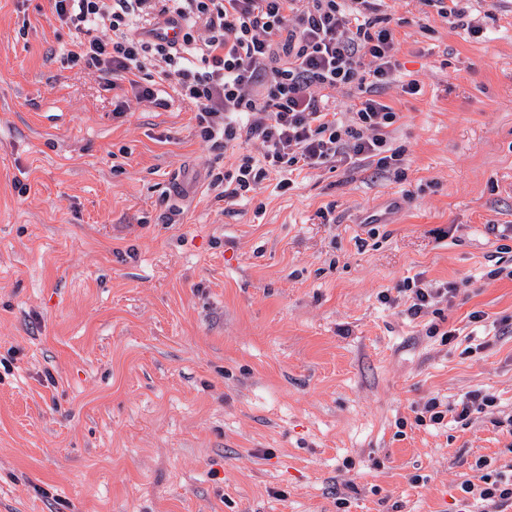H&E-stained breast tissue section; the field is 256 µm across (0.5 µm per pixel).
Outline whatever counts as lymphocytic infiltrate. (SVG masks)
<instances>
[{
	"instance_id": "obj_1",
	"label": "lymphocytic infiltrate",
	"mask_w": 512,
	"mask_h": 512,
	"mask_svg": "<svg viewBox=\"0 0 512 512\" xmlns=\"http://www.w3.org/2000/svg\"><path fill=\"white\" fill-rule=\"evenodd\" d=\"M77 38L70 66L136 101L167 106L164 86L196 110L212 149L258 144L213 174L225 202L249 200L264 181L292 187L293 171L368 162L401 176L403 153L388 144L398 115L383 95L400 66L382 0H53ZM344 91L346 111L329 103ZM482 512L512 503V477L464 483Z\"/></svg>"
}]
</instances>
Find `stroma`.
Here are the masks:
<instances>
[{"label": "stroma", "mask_w": 512, "mask_h": 512, "mask_svg": "<svg viewBox=\"0 0 512 512\" xmlns=\"http://www.w3.org/2000/svg\"><path fill=\"white\" fill-rule=\"evenodd\" d=\"M388 13L404 177L230 205L187 104L116 113L51 0H0V512H458L512 465V0ZM408 279L458 291L414 319ZM429 2H437V5L440 8L438 9V14L441 18L448 21V24L452 28H462L466 29L471 34L480 33V27L472 24V22H465L464 18L467 16V6L462 2H468L469 0H424ZM495 405V399L489 394H483L481 391H473L468 394L466 400L461 402V410L456 413L457 422L467 425L470 420L472 410H484L486 407Z\"/></svg>", "instance_id": "35a3bbf8"}]
</instances>
